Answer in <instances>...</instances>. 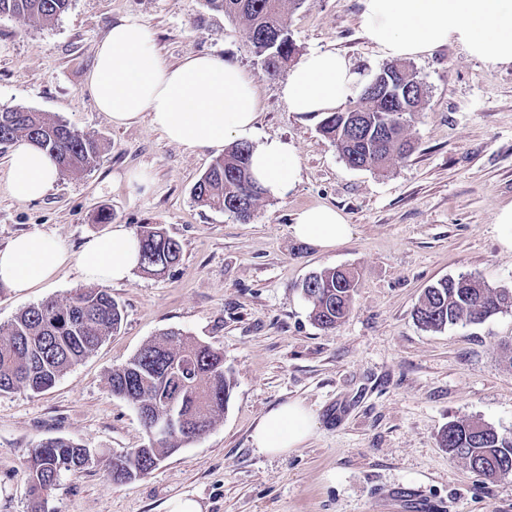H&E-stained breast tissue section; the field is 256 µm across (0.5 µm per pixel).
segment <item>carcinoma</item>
Segmentation results:
<instances>
[{
	"mask_svg": "<svg viewBox=\"0 0 512 512\" xmlns=\"http://www.w3.org/2000/svg\"><path fill=\"white\" fill-rule=\"evenodd\" d=\"M207 6L246 27L255 53L267 75L275 74L293 56L295 47L283 22V0H206ZM70 0H0V16L48 22L64 13ZM423 100L415 103L420 111ZM413 111V112H415ZM400 101L381 90L362 91L344 111L330 112L319 131L341 158L357 169H382L395 157L408 156L414 143L406 131ZM25 139L44 150L62 174L83 171L100 152L98 140L80 133L45 112L14 107L0 109V145ZM252 146L234 143L215 160L193 188L194 202L245 220L254 213L264 192L250 170ZM141 244L140 270L158 275L179 263L181 244L160 227L148 224L137 233ZM358 279L350 270L326 269L311 274L301 286L312 320L332 328L348 314ZM512 308V288H493L472 276L441 279L425 288L414 309L417 322L437 331L461 321L481 322ZM122 309L105 288H83L62 299L49 298L0 326V393L51 388L71 367L92 354L121 325ZM179 361L190 369L188 384L169 369ZM113 394L141 414L149 443L124 455L97 457L116 483H130L153 471L159 462L183 445L206 434L224 415L233 381L224 372V354L169 330L146 342L108 377ZM179 425L165 436L152 434L151 415L167 408ZM442 447L488 479L512 474V434L486 425L478 435L465 421H452L440 434ZM90 466L86 448L70 438H50L32 451L26 467L31 512H48V495L64 472Z\"/></svg>",
	"mask_w": 512,
	"mask_h": 512,
	"instance_id": "1",
	"label": "carcinoma"
}]
</instances>
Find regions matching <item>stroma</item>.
Instances as JSON below:
<instances>
[{
    "label": "stroma",
    "instance_id": "stroma-1",
    "mask_svg": "<svg viewBox=\"0 0 512 512\" xmlns=\"http://www.w3.org/2000/svg\"><path fill=\"white\" fill-rule=\"evenodd\" d=\"M363 0H301L285 6L296 56L333 49L363 80L385 65L366 36ZM134 16L155 34L170 65L211 54L254 82L257 140L293 146L299 181L286 198H263L252 219L197 207L192 188L214 151L169 142L149 121L116 127L85 91L98 44ZM429 95L407 134L414 153L386 172L350 167L319 132L317 116L290 112L281 94L288 68L266 75L239 21L205 0H70L52 21L0 16V107L45 112L97 138L88 169L63 174L34 202L6 188L0 150V248L38 230L71 252L109 232L156 224L182 246L165 274L135 273L110 291L124 319L50 390L0 394V512H30L24 467L33 448L71 438L113 455L147 441L137 411L107 378L147 341L182 331L223 352L234 381L223 417L150 474L118 485L103 468L63 473L50 512H164L177 495L203 512H512V476L490 480L442 448L448 422L477 419L512 434V310L479 323L424 330L413 316L437 280L479 277L512 288V252L495 229L512 203V65L471 57L450 43L415 58ZM148 170V194L124 184ZM327 205L352 226L323 251L290 229L297 211ZM109 213L111 224L98 220ZM345 267L359 276L347 317L323 329L301 285ZM77 264L18 293L0 285V326L23 309L86 287ZM302 402L314 434L280 456L260 453L251 434L271 408Z\"/></svg>",
    "mask_w": 512,
    "mask_h": 512
}]
</instances>
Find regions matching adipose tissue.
I'll return each instance as SVG.
<instances>
[{
  "mask_svg": "<svg viewBox=\"0 0 512 512\" xmlns=\"http://www.w3.org/2000/svg\"><path fill=\"white\" fill-rule=\"evenodd\" d=\"M368 39L392 60L409 59L456 43L479 60L512 65V0H363ZM359 74L333 50L303 55L282 86V96L298 115L336 111L354 95ZM85 89L112 125L141 120L172 143L188 149L223 150L228 141L253 140L258 98L253 81L236 65L210 55L162 63L151 29L129 17L99 43ZM251 168L265 195L286 198L299 169L294 149L278 139L255 142ZM60 175L52 158L23 142L8 158L7 189L20 202L43 198ZM293 235L327 250L345 241L351 226L338 211L312 206L297 213ZM140 243L125 225L88 238L71 255L55 238L32 231L0 249V284L25 292L77 263L87 281L118 284L139 266ZM314 430L310 411L298 401L271 409L256 425L259 452L281 455L305 444Z\"/></svg>",
  "mask_w": 512,
  "mask_h": 512,
  "instance_id": "obj_1",
  "label": "adipose tissue"
}]
</instances>
